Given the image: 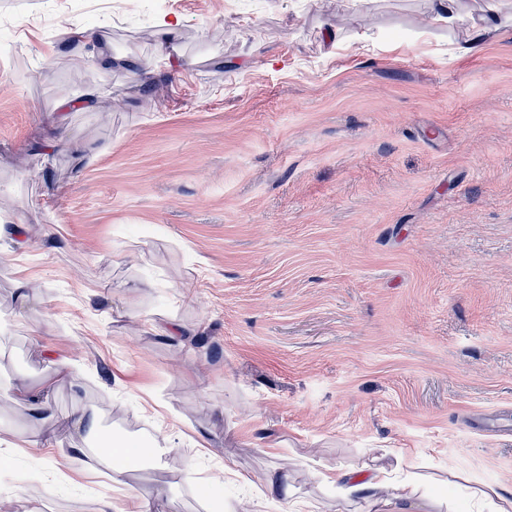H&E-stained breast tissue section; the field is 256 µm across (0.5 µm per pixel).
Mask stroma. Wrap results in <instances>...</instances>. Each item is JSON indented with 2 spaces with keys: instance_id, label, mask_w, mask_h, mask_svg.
<instances>
[{
  "instance_id": "35a3bbf8",
  "label": "stroma",
  "mask_w": 512,
  "mask_h": 512,
  "mask_svg": "<svg viewBox=\"0 0 512 512\" xmlns=\"http://www.w3.org/2000/svg\"><path fill=\"white\" fill-rule=\"evenodd\" d=\"M71 4L0 0V512H239L228 467L285 476L258 512H406L322 481L365 466L420 475L422 512L454 475L511 493L512 0H117L121 66L79 75ZM89 90L111 111L60 113ZM47 383L113 438L195 435L114 475L12 399ZM157 26V61L164 68L174 70L178 68L177 62L180 57L175 44L181 26L180 18H162Z\"/></svg>"
}]
</instances>
